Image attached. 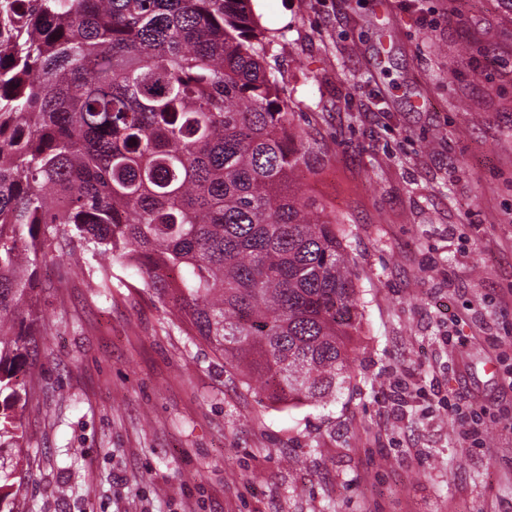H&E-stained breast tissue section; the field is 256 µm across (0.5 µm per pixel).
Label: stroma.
Instances as JSON below:
<instances>
[{
	"instance_id": "1",
	"label": "stroma",
	"mask_w": 512,
	"mask_h": 512,
	"mask_svg": "<svg viewBox=\"0 0 512 512\" xmlns=\"http://www.w3.org/2000/svg\"><path fill=\"white\" fill-rule=\"evenodd\" d=\"M253 7L353 259L350 377L272 403L139 278L47 262L26 512H512V0Z\"/></svg>"
}]
</instances>
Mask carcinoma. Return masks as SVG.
<instances>
[{"label": "carcinoma", "mask_w": 512, "mask_h": 512, "mask_svg": "<svg viewBox=\"0 0 512 512\" xmlns=\"http://www.w3.org/2000/svg\"><path fill=\"white\" fill-rule=\"evenodd\" d=\"M251 0H0V512H23L33 285L142 279L273 403L323 402L360 326L336 216L263 59ZM99 258L85 267L82 254Z\"/></svg>", "instance_id": "cac0c4a2"}]
</instances>
